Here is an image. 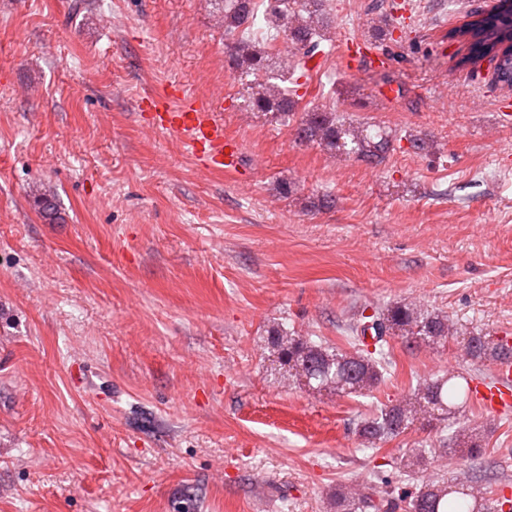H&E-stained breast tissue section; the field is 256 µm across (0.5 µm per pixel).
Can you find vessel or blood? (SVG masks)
Returning <instances> with one entry per match:
<instances>
[{
	"mask_svg": "<svg viewBox=\"0 0 512 512\" xmlns=\"http://www.w3.org/2000/svg\"><path fill=\"white\" fill-rule=\"evenodd\" d=\"M342 62L349 72L385 66L386 56L366 40L347 41ZM141 111L147 112L153 126L173 134L188 135L192 147L205 167L235 170L241 162L238 141L224 134L216 103L208 98L184 93L177 106L153 97L143 98ZM475 399L488 411L512 413V363L504 361L494 368V377L473 385Z\"/></svg>",
	"mask_w": 512,
	"mask_h": 512,
	"instance_id": "vessel-or-blood-1",
	"label": "vessel or blood"
}]
</instances>
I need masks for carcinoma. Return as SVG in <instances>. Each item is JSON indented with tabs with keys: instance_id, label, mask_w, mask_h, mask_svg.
<instances>
[{
	"instance_id": "1",
	"label": "carcinoma",
	"mask_w": 512,
	"mask_h": 512,
	"mask_svg": "<svg viewBox=\"0 0 512 512\" xmlns=\"http://www.w3.org/2000/svg\"><path fill=\"white\" fill-rule=\"evenodd\" d=\"M221 18L224 35L230 39L232 70L247 86L241 107L246 112L272 115L292 123L300 144H312L342 158H356L379 165L396 150L402 137L380 127H357L322 108H312L301 117L298 109L299 79L308 75L309 63L326 54L335 21L329 0H212ZM285 36L287 47L274 42ZM363 36L378 44L393 41V30L383 4L368 9ZM452 39L468 45L466 61L488 58L495 62L498 84L512 88V5L449 32ZM448 316L419 302L375 310H361L349 324L351 338L361 340L372 331L374 350L355 352L333 350L302 336H292L276 327L269 330L268 344L278 352L280 362L296 379L314 389L338 393L370 391L390 371L386 337L400 336L411 347L431 346L452 337H462L465 355L476 364L512 358V346L479 332L449 331ZM472 401L470 379L449 374L428 379L414 389L411 397L385 406L363 421L359 436L370 444L396 437L408 430L425 407L443 412L442 421L462 415ZM408 512H504L511 499L488 497V487L478 475L464 479L436 476L412 492L394 497L389 493L373 498L359 489L339 487L330 499V512H396L400 503Z\"/></svg>"
}]
</instances>
